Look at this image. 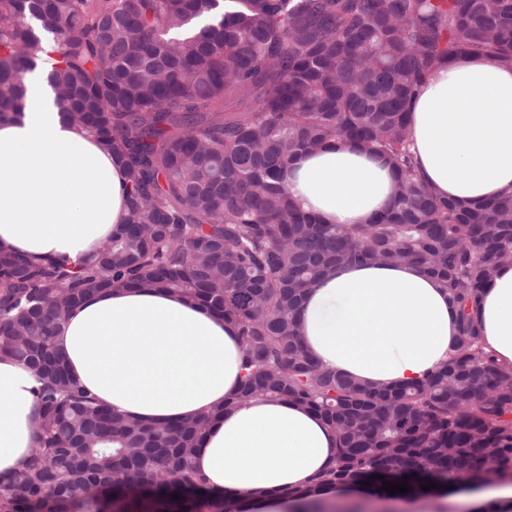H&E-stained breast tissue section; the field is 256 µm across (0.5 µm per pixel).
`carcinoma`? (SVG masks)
<instances>
[{
    "label": "carcinoma",
    "instance_id": "cac0c4a2",
    "mask_svg": "<svg viewBox=\"0 0 512 512\" xmlns=\"http://www.w3.org/2000/svg\"><path fill=\"white\" fill-rule=\"evenodd\" d=\"M49 45L45 50L43 45ZM512 67V0H0V122H18L25 75L47 71L64 121L120 162L128 210L71 265L0 248V347L37 377L42 438L0 479V512H245L194 470L209 424L255 397L288 399L336 432V484L512 476V366L485 353L477 311L512 265V193L438 198L411 152L409 113L444 64ZM348 143L387 160L392 204L325 224L283 181L296 157ZM419 264L448 290L458 346L396 389L325 368L302 344L306 291L336 266ZM159 288L224 316L243 347L233 400L162 426L128 422L70 376L60 323L104 289ZM385 480H380V477ZM178 498H172V495Z\"/></svg>",
    "mask_w": 512,
    "mask_h": 512
}]
</instances>
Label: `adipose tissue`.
Segmentation results:
<instances>
[{
  "label": "adipose tissue",
  "mask_w": 512,
  "mask_h": 512,
  "mask_svg": "<svg viewBox=\"0 0 512 512\" xmlns=\"http://www.w3.org/2000/svg\"><path fill=\"white\" fill-rule=\"evenodd\" d=\"M21 123L0 124V247L72 262L123 224L124 174L111 151L66 124L42 73L25 77ZM411 150L443 198L478 204L512 191V69L471 56L435 70L410 113ZM291 193L327 224H363L390 202L396 179L379 157L330 145L291 162ZM480 344L512 365V265L482 294ZM299 335L325 366L367 387L396 388L456 348L448 293L421 267L344 265L304 297ZM58 346L77 381L143 425L193 418L240 386L242 346L223 317L156 288L95 294L61 323ZM33 373L0 354V477L22 468L42 435ZM336 434L314 411L257 398L226 412L194 455L211 497L247 512H299L301 494L336 465ZM463 512H512V482L461 488Z\"/></svg>",
  "instance_id": "adipose-tissue-1"
}]
</instances>
